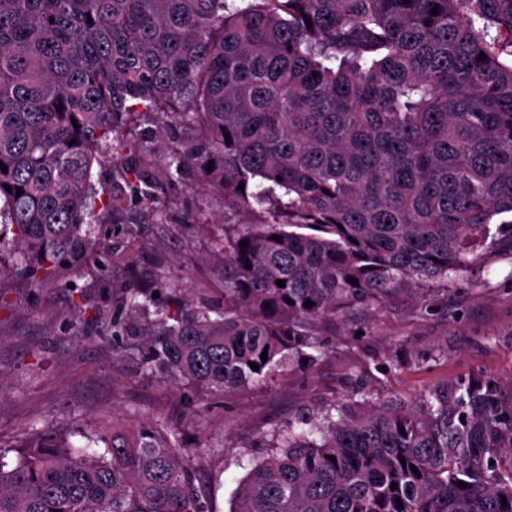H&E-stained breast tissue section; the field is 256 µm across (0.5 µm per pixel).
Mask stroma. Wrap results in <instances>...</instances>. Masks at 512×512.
Returning <instances> with one entry per match:
<instances>
[{
  "label": "stroma",
  "mask_w": 512,
  "mask_h": 512,
  "mask_svg": "<svg viewBox=\"0 0 512 512\" xmlns=\"http://www.w3.org/2000/svg\"><path fill=\"white\" fill-rule=\"evenodd\" d=\"M223 224V198L193 172L169 189L162 218L138 213L93 225L92 255L64 264L60 280L0 281V448L47 423L74 430L84 447L105 417L133 412L192 439L213 512H229L272 428L306 431L341 403H413L468 384L512 408V257L502 250L449 284L447 313L425 314L402 295L328 322L314 370L294 367L227 396L141 373L136 359L113 352V296L136 278L163 284V301L176 286L222 306L224 260L212 241Z\"/></svg>",
  "instance_id": "stroma-1"
}]
</instances>
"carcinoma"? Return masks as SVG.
<instances>
[{
    "mask_svg": "<svg viewBox=\"0 0 512 512\" xmlns=\"http://www.w3.org/2000/svg\"><path fill=\"white\" fill-rule=\"evenodd\" d=\"M136 112L205 146L145 164ZM0 163V279L44 281L91 254L84 225L161 217L198 168L241 217L214 241L224 306L170 314L124 289L141 369L224 396L311 369L325 323L402 293L443 311L436 287L512 228V0H0ZM484 401L460 394L457 425L434 390L345 405L318 439L275 428L230 512H512V446ZM72 436L46 424L0 449V512H211L179 429L107 423L93 453Z\"/></svg>",
    "mask_w": 512,
    "mask_h": 512,
    "instance_id": "obj_1",
    "label": "carcinoma"
}]
</instances>
